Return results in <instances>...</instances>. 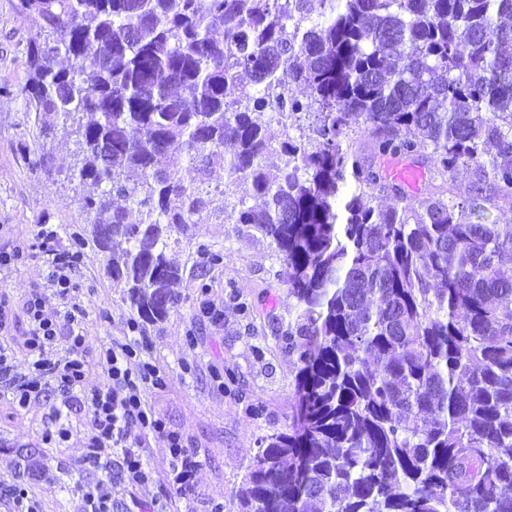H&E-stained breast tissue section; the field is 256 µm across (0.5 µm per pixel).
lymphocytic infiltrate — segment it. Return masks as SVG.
I'll list each match as a JSON object with an SVG mask.
<instances>
[{
	"label": "lymphocytic infiltrate",
	"instance_id": "lymphocytic-infiltrate-1",
	"mask_svg": "<svg viewBox=\"0 0 512 512\" xmlns=\"http://www.w3.org/2000/svg\"><path fill=\"white\" fill-rule=\"evenodd\" d=\"M39 235L48 244V278L54 294L66 298L70 290L68 273L82 257L52 249L55 231L43 228ZM25 315L24 347L30 368L24 374L17 372L6 353L0 351V390L21 409L53 395L44 442L59 444L80 437L86 448L85 464L101 471L108 468L103 459L105 450H112L127 481L143 484L154 475L145 441L150 435L165 434L170 441L168 483L180 493L191 489L200 462L179 436L170 433L165 419L147 402L148 392L159 388L163 378L143 357L148 338L139 334L137 325H130L124 341L102 346L97 361L102 382L87 393L83 390L88 366L84 358L86 338L80 329L84 317L81 305L72 304L63 315L52 318L46 313L45 296L35 294L25 303ZM61 339L68 347L57 357L53 348ZM76 411L81 419L75 424L70 417Z\"/></svg>",
	"mask_w": 512,
	"mask_h": 512
}]
</instances>
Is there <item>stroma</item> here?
Listing matches in <instances>:
<instances>
[{
    "mask_svg": "<svg viewBox=\"0 0 512 512\" xmlns=\"http://www.w3.org/2000/svg\"><path fill=\"white\" fill-rule=\"evenodd\" d=\"M34 34L14 8L0 0V84L26 78V46ZM70 156L74 145L59 136L42 141L34 119L19 100L0 96V247L19 252L11 270L0 273V290L12 303L11 347L17 371H26L23 342L24 304L32 293L48 294L46 311L57 315L62 302L49 293L47 256L38 236L40 225H52L56 249L83 250L85 258L70 273L73 295L85 311L81 329L86 357L96 361L101 345L127 336L134 312L113 288L107 260L85 222L82 199L92 188L60 177H48L21 159L22 147ZM183 241L179 261L185 270L173 290L177 308L159 323H141L149 338L144 357L166 376L164 389L150 396L153 407L201 461L192 495H177L163 482L170 452L163 437H149L146 451L156 478L129 484L120 463L112 465L113 512H236L235 494L244 467L261 439L287 430L295 421L299 396L297 367L272 319L288 318V269L271 244L239 224L173 227ZM220 252L219 263L203 262L199 245ZM249 312H241L240 304ZM48 402L16 411L0 399V512H10L2 493L24 477L40 512H79V486L96 482L98 471L83 465L80 438L62 446L41 439L49 424Z\"/></svg>",
    "mask_w": 512,
    "mask_h": 512,
    "instance_id": "1",
    "label": "stroma"
}]
</instances>
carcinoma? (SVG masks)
Returning a JSON list of instances; mask_svg holds the SVG:
<instances>
[{
    "label": "carcinoma",
    "instance_id": "obj_1",
    "mask_svg": "<svg viewBox=\"0 0 512 512\" xmlns=\"http://www.w3.org/2000/svg\"><path fill=\"white\" fill-rule=\"evenodd\" d=\"M16 9L35 34L0 95L75 146L24 160L100 189L86 223L141 320L178 304L174 225L243 224L288 265L275 333L299 365V424L262 440L238 512H512V225L484 221L512 200V0ZM244 73L253 90L230 95ZM350 127L365 147L342 146ZM395 159L440 183L408 196ZM217 167L251 202L226 201Z\"/></svg>",
    "mask_w": 512,
    "mask_h": 512
}]
</instances>
